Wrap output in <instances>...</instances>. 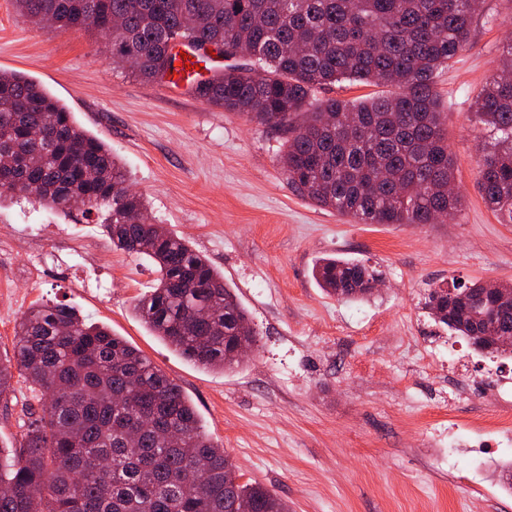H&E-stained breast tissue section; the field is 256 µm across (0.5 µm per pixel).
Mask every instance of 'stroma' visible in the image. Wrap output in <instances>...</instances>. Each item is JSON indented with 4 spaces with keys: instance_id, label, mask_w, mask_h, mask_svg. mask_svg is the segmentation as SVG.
<instances>
[{
    "instance_id": "obj_1",
    "label": "stroma",
    "mask_w": 512,
    "mask_h": 512,
    "mask_svg": "<svg viewBox=\"0 0 512 512\" xmlns=\"http://www.w3.org/2000/svg\"><path fill=\"white\" fill-rule=\"evenodd\" d=\"M511 39L512 0H484L468 47L435 79L461 211L443 224H355L288 184L274 128L189 87L143 84L113 69L103 40L36 27L0 0V71L40 83L111 146L152 221L223 273L257 334L235 369L194 364L135 314L155 284L148 261L115 248L96 215L20 199L0 205V239L26 244L0 260V359H12L33 305H74L172 379L242 481L275 492L288 512H512V445L481 475L467 455H447L452 426L463 439L476 426L512 438L488 398L512 384V358L495 363L463 343L460 391L449 397V331L424 307L437 286L512 283V223L477 186L487 134L473 107ZM76 246L91 258L86 271L69 268ZM327 255L375 267L382 287L361 301L326 295L312 269ZM31 401L14 378L0 396V446L21 441Z\"/></svg>"
}]
</instances>
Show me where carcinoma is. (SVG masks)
Instances as JSON below:
<instances>
[{
    "label": "carcinoma",
    "mask_w": 512,
    "mask_h": 512,
    "mask_svg": "<svg viewBox=\"0 0 512 512\" xmlns=\"http://www.w3.org/2000/svg\"><path fill=\"white\" fill-rule=\"evenodd\" d=\"M483 0H16L21 15L60 32L103 34L114 67L142 82L175 71L180 43L211 44L231 59L197 98L286 134L283 174L302 196L358 224H436L461 211L453 191L434 74L469 44ZM504 72L477 95L489 132L477 164L480 192L512 221V43ZM343 80L380 87L359 103L310 99ZM33 130L45 133L40 140ZM34 199L67 214L96 213L112 244L148 259L157 283L135 305L151 332L210 369L239 362L256 342L224 274L161 224L130 190L112 149L66 106L21 73L0 72V198ZM322 290L347 300L379 271L325 257L312 271ZM511 284L431 289L434 319L471 341L488 329L512 336ZM14 362H0V397L20 376L36 392L19 446L0 450V512H288L258 485L224 473V449L202 431L179 387L136 348L66 303L32 306L16 326ZM183 435L170 446L168 431Z\"/></svg>",
    "instance_id": "obj_1"
}]
</instances>
